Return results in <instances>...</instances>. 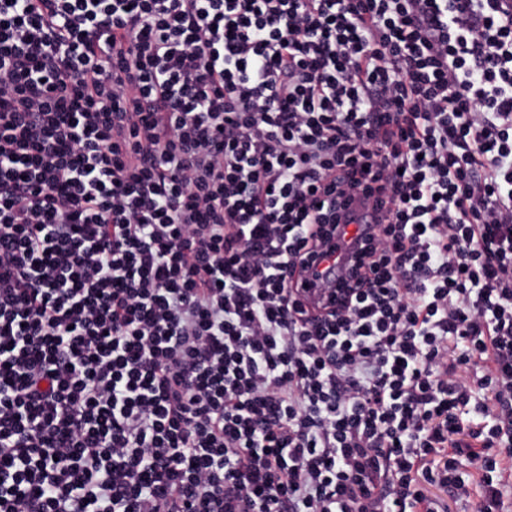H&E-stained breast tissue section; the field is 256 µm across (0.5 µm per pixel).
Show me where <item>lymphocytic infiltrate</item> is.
<instances>
[{"instance_id": "lymphocytic-infiltrate-1", "label": "lymphocytic infiltrate", "mask_w": 512, "mask_h": 512, "mask_svg": "<svg viewBox=\"0 0 512 512\" xmlns=\"http://www.w3.org/2000/svg\"><path fill=\"white\" fill-rule=\"evenodd\" d=\"M501 2L0 0V512H504ZM430 495L439 505V510H445V512H473L471 511L472 503H467L463 499L453 498L447 487H432Z\"/></svg>"}]
</instances>
